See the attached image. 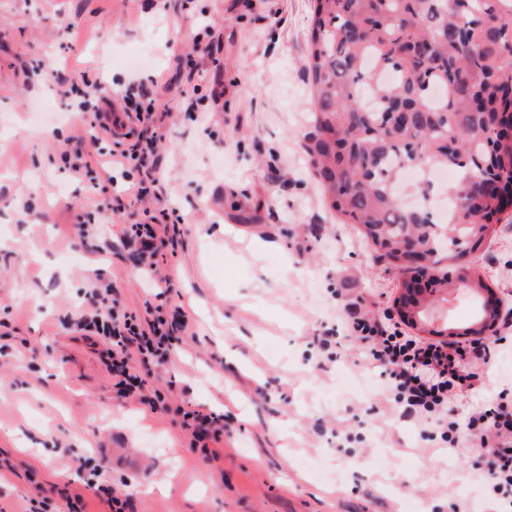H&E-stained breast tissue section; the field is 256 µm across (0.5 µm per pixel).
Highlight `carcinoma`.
<instances>
[{"label": "carcinoma", "instance_id": "obj_1", "mask_svg": "<svg viewBox=\"0 0 512 512\" xmlns=\"http://www.w3.org/2000/svg\"><path fill=\"white\" fill-rule=\"evenodd\" d=\"M306 78L315 98L310 175L331 208L398 269L401 241L416 239L433 288L448 289L441 264L479 251L505 212L497 193L476 195L463 176L512 183V0H313ZM488 113L498 115L491 132ZM409 166L462 175L443 186L447 223L392 191ZM484 316L479 303L468 323L431 333H465Z\"/></svg>", "mask_w": 512, "mask_h": 512}]
</instances>
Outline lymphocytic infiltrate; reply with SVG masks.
I'll use <instances>...</instances> for the list:
<instances>
[{
	"mask_svg": "<svg viewBox=\"0 0 512 512\" xmlns=\"http://www.w3.org/2000/svg\"><path fill=\"white\" fill-rule=\"evenodd\" d=\"M154 93L129 85L121 97V110L135 124L137 141L131 149L111 150L102 138H94L96 158H107L110 166L132 167L140 162L146 147L163 137L164 118L159 113V94L167 85L152 77ZM166 211H159L142 224L123 227L126 243L138 253L141 269L149 284L157 282V258L173 238ZM351 337L365 348L369 378L379 381L384 398L407 420L430 424L428 441L446 448L449 454L476 449L488 459L489 468L475 472L485 491L493 497L512 488V395H497L477 401L466 423L448 414V403L462 388L480 383L475 362H489L496 351L512 344V338L496 337L493 342L470 344L434 343L407 335L396 324L359 316L356 301L345 304ZM79 329L104 336L112 350V364L121 394L131 395L145 383L143 365H162L172 355L176 322L168 320L162 306H155L150 318L130 312L112 295L111 289H93L89 310L77 322Z\"/></svg>",
	"mask_w": 512,
	"mask_h": 512,
	"instance_id": "f902f5d3",
	"label": "lymphocytic infiltrate"
}]
</instances>
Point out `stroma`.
Instances as JSON below:
<instances>
[{
    "label": "stroma",
    "instance_id": "obj_1",
    "mask_svg": "<svg viewBox=\"0 0 512 512\" xmlns=\"http://www.w3.org/2000/svg\"><path fill=\"white\" fill-rule=\"evenodd\" d=\"M312 0H0V512H407L469 502L506 512L453 459L367 391L344 302L400 322L401 275L342 223L306 169L315 103L303 70ZM210 23L208 55L191 38ZM164 75V139L141 168L76 175L90 133L64 89L117 95ZM208 98L198 119L190 99ZM163 180L160 196L139 182ZM185 222L158 259L187 330L141 396L116 388L103 344L74 328L89 290L111 285L144 314L150 288L117 227L161 207ZM95 223L79 235L77 226ZM512 310V213L465 259ZM462 287L427 307L433 327L468 322ZM327 337L323 351L314 344ZM220 415L204 456L183 425ZM172 481L161 493L157 484Z\"/></svg>",
    "mask_w": 512,
    "mask_h": 512
}]
</instances>
